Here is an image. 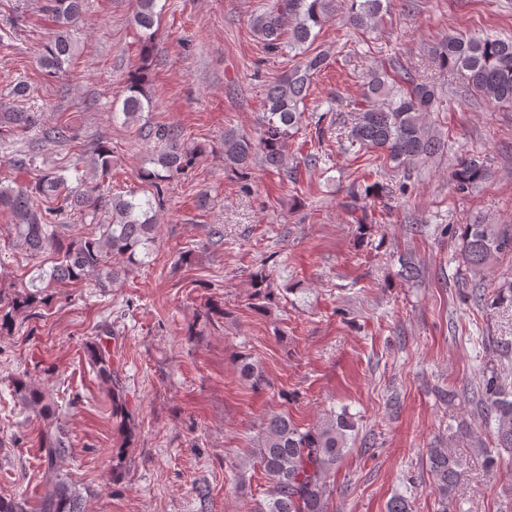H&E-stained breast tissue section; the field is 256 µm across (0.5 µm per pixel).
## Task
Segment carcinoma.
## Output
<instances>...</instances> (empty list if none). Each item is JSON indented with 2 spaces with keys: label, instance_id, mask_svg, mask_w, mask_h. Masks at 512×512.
Returning <instances> with one entry per match:
<instances>
[{
  "label": "carcinoma",
  "instance_id": "obj_1",
  "mask_svg": "<svg viewBox=\"0 0 512 512\" xmlns=\"http://www.w3.org/2000/svg\"><path fill=\"white\" fill-rule=\"evenodd\" d=\"M385 0H348L346 23L356 29H368L378 22ZM157 0H136L134 24L145 31L141 55L152 51L154 26L158 20ZM83 0H44L43 11L55 25L53 38L45 44L43 65L54 73L65 71L71 55L70 31L80 19ZM336 11L335 0H271L268 9L253 18V27L267 48L288 49L298 61L271 87L263 102L262 131L257 139L233 131L224 133V164L247 177L253 162L282 169L285 146L292 131L302 123L300 104L309 95L311 79L325 69L326 56L309 51L316 38L314 29L322 28ZM439 57L452 71L462 74L467 85L488 100L512 105V38L448 36ZM146 66L137 68L129 78L122 112L135 120L150 103ZM435 87L418 83L407 72L392 78L388 72L374 73L361 98L348 103L356 113L352 137L366 149L380 152L384 160L404 166V172L441 147L426 125L423 114L435 100ZM34 128L41 129L51 143H72L74 128L59 122L41 128L40 114L19 110L0 111V143H9ZM156 143L151 159L153 168L144 169L141 179L148 186L143 196L129 191L103 196L101 188L112 173V149L106 141L92 147L93 178L76 177L72 185L65 166L52 168L28 183H0V209L10 212L13 242L31 256L49 254L50 270H43L23 288H0V335L12 331L18 315L32 317L52 300L49 289L56 284H76L89 275L101 287L111 284L116 272L111 260L121 258L131 266L145 263L156 233V209L161 204L163 183L194 164L203 148L192 149L181 143L182 131L173 125H156L141 130ZM488 177V169L475 160L465 161L450 173L459 190L478 187ZM111 210L112 222L98 225L91 237L65 238L58 232L66 216L93 214L102 206ZM461 258L471 274L477 276L498 257L512 254L511 224H467L461 233ZM89 361L99 376L112 380V354L103 342L87 345ZM242 374L260 385L264 376L259 367L240 360ZM17 399L37 410L46 421L39 442L47 462V475L36 505L27 500L0 498V512H78L75 498L65 479L55 471L67 445L58 428H53L54 412L38 384L18 380L14 384ZM467 400L481 418L494 424L496 449H486L489 460L494 451L512 455V380L491 373L470 385L464 393L448 391V404L456 398ZM352 417L341 411L330 413L322 424L302 428L286 413H274L257 438V458L270 483L266 500L254 512H326L328 478L341 459L348 433L354 431ZM427 464L439 492V512H451L454 491L465 469V462L450 449L435 446L427 451Z\"/></svg>",
  "mask_w": 512,
  "mask_h": 512
}]
</instances>
